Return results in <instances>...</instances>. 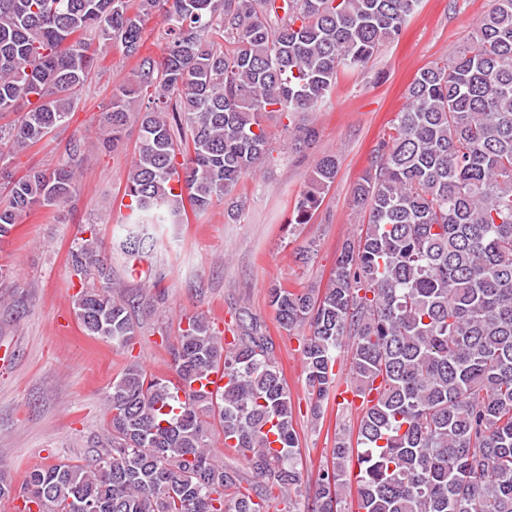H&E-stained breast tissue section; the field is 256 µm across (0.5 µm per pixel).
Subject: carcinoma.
<instances>
[{
	"label": "carcinoma",
	"instance_id": "carcinoma-1",
	"mask_svg": "<svg viewBox=\"0 0 512 512\" xmlns=\"http://www.w3.org/2000/svg\"><path fill=\"white\" fill-rule=\"evenodd\" d=\"M418 0H0V161L71 119L117 42L138 58L112 93L102 144L130 121L140 147L126 180L139 255L145 224H182L224 202L269 150L271 113L319 108L341 74L397 39ZM160 13V57L140 55ZM352 190L368 212L324 291L274 287L279 327L309 329L302 355L318 419L347 355L363 397L357 429L341 426L306 512H344L356 475L357 512H512V0H491L471 44L422 68ZM82 144L50 172L31 169L0 204V243L27 215L58 208L77 187ZM336 157L316 163L295 201L307 224L335 181ZM81 283L76 315L117 352L136 336L134 303L112 295V267L95 233L70 250ZM227 343L200 315L170 345L172 376L129 362L107 396V438L86 464L29 472L38 512H296L299 434L274 343L252 313ZM221 368L216 392L194 383ZM232 466L210 449L214 425Z\"/></svg>",
	"mask_w": 512,
	"mask_h": 512
}]
</instances>
